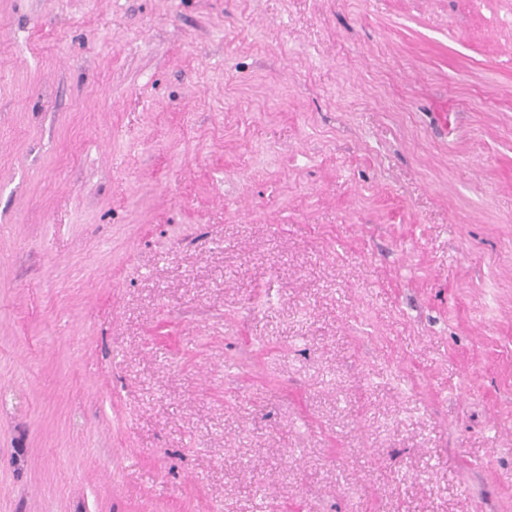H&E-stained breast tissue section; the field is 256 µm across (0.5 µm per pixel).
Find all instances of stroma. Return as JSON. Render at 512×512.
Wrapping results in <instances>:
<instances>
[{"label": "stroma", "instance_id": "obj_1", "mask_svg": "<svg viewBox=\"0 0 512 512\" xmlns=\"http://www.w3.org/2000/svg\"><path fill=\"white\" fill-rule=\"evenodd\" d=\"M0 512H512V0H0Z\"/></svg>", "mask_w": 512, "mask_h": 512}]
</instances>
